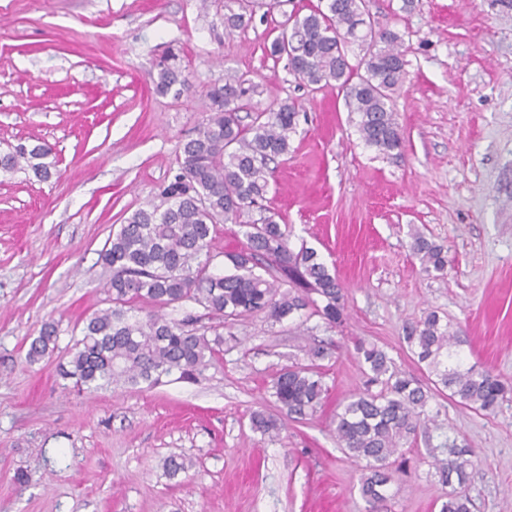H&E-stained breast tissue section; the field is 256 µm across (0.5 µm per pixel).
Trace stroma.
<instances>
[{"instance_id": "obj_1", "label": "stroma", "mask_w": 512, "mask_h": 512, "mask_svg": "<svg viewBox=\"0 0 512 512\" xmlns=\"http://www.w3.org/2000/svg\"><path fill=\"white\" fill-rule=\"evenodd\" d=\"M263 2L267 15L229 34L222 0H0V150L22 137L57 159L46 181L0 176V512H367L363 465L333 424L365 380L354 339L426 380L403 326L434 310L465 336L467 364L512 382V8L368 0L408 48L393 96L404 146L387 158L361 140L335 87L310 91L269 52L275 27L316 0ZM170 47L194 91L154 92L153 63ZM241 73L265 87L250 111L274 94L301 108L265 204L285 216L293 247L335 268L345 321L250 317L225 327L222 354L196 381L74 390L57 367L109 305L105 243L171 177L203 118L198 87ZM416 233L444 247V272L423 271ZM47 322L57 345L29 363ZM316 341L331 351L322 406L279 436L254 431L274 376ZM428 410L436 423L383 512H439L449 487L431 463L452 440L478 454L471 512H512V393L492 415L445 393ZM172 456L191 460L188 473L168 475Z\"/></svg>"}]
</instances>
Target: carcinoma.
<instances>
[{"mask_svg": "<svg viewBox=\"0 0 512 512\" xmlns=\"http://www.w3.org/2000/svg\"><path fill=\"white\" fill-rule=\"evenodd\" d=\"M251 0H224V29L232 31L252 20ZM365 0H318L301 15L293 13L271 42L272 56L287 60L288 69L313 90L334 85L343 94L348 112L364 143L384 156L401 151L403 135L392 105L405 77L404 42L399 33L378 29L366 19ZM363 51L358 63L348 48ZM155 91L178 96L192 84L179 55L156 63ZM259 85L246 74L230 75L224 84L204 88L205 115L183 143L172 179L153 201L133 211L112 234L100 253L112 269L107 283L111 306L84 322L67 365L60 368L74 386L94 391L110 385L154 386L174 372L196 380L223 350L218 326L200 324L187 310L193 304L226 320L263 314L276 321L311 310L326 325L342 324L346 314L343 288L315 249L291 247L281 216L268 209L259 219L241 217L266 199L269 163L291 154L300 109L295 102L275 98L266 109L241 124L238 116ZM44 145L20 140L0 152V173L30 170L42 180L52 176L54 162ZM234 223L244 242L225 255L234 269L215 270L213 237L220 224ZM412 252L426 273L444 272V249L422 235L413 237ZM151 311L140 317L136 305ZM183 311L180 319L163 310ZM59 330L47 323L30 342L26 358L35 363L56 345ZM403 341L458 403L492 414L512 386L488 369L465 367L458 348L464 338L441 323L433 312L404 327ZM366 380L363 390L340 404L334 419L338 446L355 461L365 462L360 491L370 512L390 498L389 489L406 461L407 448L422 423L431 390L398 371L383 349L365 340L354 344ZM310 364L291 365L272 380L280 414L303 419L321 406L327 387L318 361L327 348L315 343L307 350ZM252 427L264 435L280 433V419L257 410ZM474 450L449 446L447 456L432 463L435 475L448 485L440 512H470L462 492L473 465Z\"/></svg>", "mask_w": 512, "mask_h": 512, "instance_id": "cac0c4a2", "label": "carcinoma"}]
</instances>
